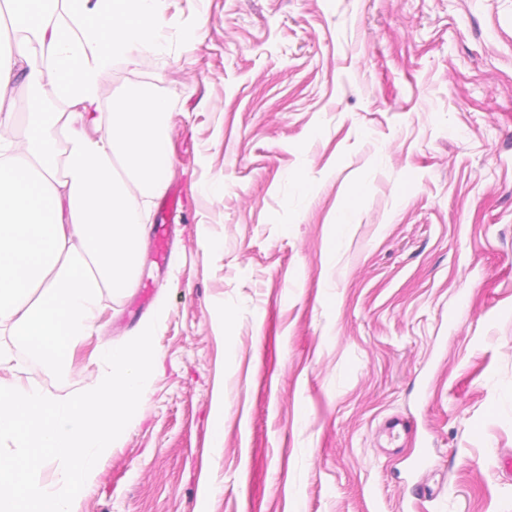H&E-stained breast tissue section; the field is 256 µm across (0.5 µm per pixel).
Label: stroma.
<instances>
[{
	"label": "stroma",
	"mask_w": 512,
	"mask_h": 512,
	"mask_svg": "<svg viewBox=\"0 0 512 512\" xmlns=\"http://www.w3.org/2000/svg\"><path fill=\"white\" fill-rule=\"evenodd\" d=\"M166 16L165 54L101 83L172 109L176 168L104 331L164 300V372L76 512H512V0ZM91 351L63 372L20 348L15 374L71 394ZM212 448L223 447L224 442V393L219 390L215 395V409L211 423Z\"/></svg>",
	"instance_id": "1"
}]
</instances>
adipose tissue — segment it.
Wrapping results in <instances>:
<instances>
[{"instance_id": "1", "label": "adipose tissue", "mask_w": 512, "mask_h": 512, "mask_svg": "<svg viewBox=\"0 0 512 512\" xmlns=\"http://www.w3.org/2000/svg\"><path fill=\"white\" fill-rule=\"evenodd\" d=\"M166 4L0 0V335L42 364L101 334L104 294L134 285L147 224L131 190L166 187L171 110L145 90L103 102L100 86L116 61L161 52Z\"/></svg>"}]
</instances>
